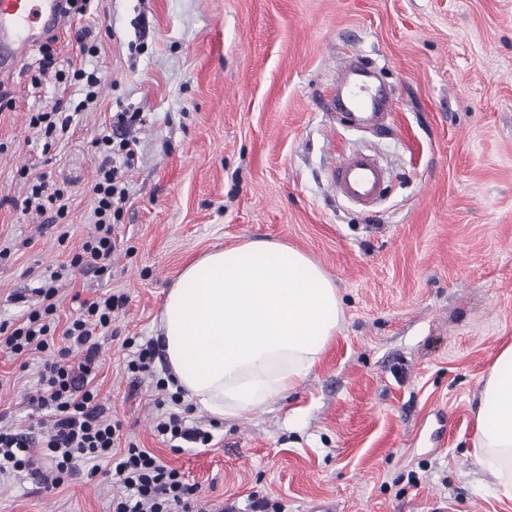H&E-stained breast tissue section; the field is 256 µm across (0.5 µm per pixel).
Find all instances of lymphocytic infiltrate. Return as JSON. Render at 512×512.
Returning <instances> with one entry per match:
<instances>
[{
	"label": "lymphocytic infiltrate",
	"mask_w": 512,
	"mask_h": 512,
	"mask_svg": "<svg viewBox=\"0 0 512 512\" xmlns=\"http://www.w3.org/2000/svg\"><path fill=\"white\" fill-rule=\"evenodd\" d=\"M39 73L56 70L62 83L76 85L85 102L97 96L100 78L97 72L79 68H58L50 44L39 50ZM131 115L115 113L112 128L93 139L92 146L100 157L97 177L91 186V218L96 233L86 240L72 257L71 263L106 275L112 271V253L116 248L113 222L118 219L129 197L125 175L138 160L137 142L126 133ZM25 209L44 216L47 223L58 224L68 214V190L33 178ZM61 271L44 275L37 287L38 302L29 309L22 324L10 329L0 325V349L14 355L34 354L48 349L51 323L59 306L58 282ZM119 305L115 296L80 302L62 334L64 348L58 359L45 362L39 372L36 407L50 425L44 451L57 475H76L81 465H89L90 475L108 467L116 494L112 512H202L199 488L186 482L177 469L160 463L149 451L129 445L115 452L119 424L106 418L95 385L98 335L110 329L112 312ZM83 356L69 362L71 348ZM34 451V440L26 432L0 430V476L22 472Z\"/></svg>",
	"instance_id": "obj_1"
}]
</instances>
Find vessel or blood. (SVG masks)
Returning <instances> with one entry per match:
<instances>
[{"label":"vessel or blood","instance_id":"1","mask_svg":"<svg viewBox=\"0 0 512 512\" xmlns=\"http://www.w3.org/2000/svg\"><path fill=\"white\" fill-rule=\"evenodd\" d=\"M68 22L64 0H0V58L29 59L46 38L60 34ZM357 78L347 84L338 108L363 124H374L384 104L368 83L369 70L356 67ZM389 177L370 154L341 156L333 167L332 181L338 196L351 203H372Z\"/></svg>","mask_w":512,"mask_h":512}]
</instances>
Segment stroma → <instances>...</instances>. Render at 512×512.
Returning a JSON list of instances; mask_svg holds the SVG:
<instances>
[{"instance_id":"1","label":"stroma","mask_w":512,"mask_h":512,"mask_svg":"<svg viewBox=\"0 0 512 512\" xmlns=\"http://www.w3.org/2000/svg\"><path fill=\"white\" fill-rule=\"evenodd\" d=\"M93 21L96 56L70 26L55 43L60 64L101 77L72 137L48 146L29 124L70 97L53 74L33 83L32 59L0 74V323L18 326L48 269L64 271L56 331L76 299L122 297L97 338L100 401L122 443L199 486L205 512H512L475 461L484 377L512 345V0H98ZM359 55L388 112L377 129L336 113ZM115 112L136 113L140 160L101 277L70 261L94 232L91 141ZM354 151L390 173L368 208L332 186ZM38 175L68 183L65 223L22 210ZM244 238L309 254L343 320L289 396L218 422L176 395L163 355L127 364L184 266ZM56 356L0 352V425L29 427ZM166 411L212 442L170 447L155 431ZM51 471L35 448L0 480V512H112L110 477L43 489Z\"/></svg>"}]
</instances>
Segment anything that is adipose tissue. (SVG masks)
Here are the masks:
<instances>
[{
	"label": "adipose tissue",
	"instance_id": "1",
	"mask_svg": "<svg viewBox=\"0 0 512 512\" xmlns=\"http://www.w3.org/2000/svg\"><path fill=\"white\" fill-rule=\"evenodd\" d=\"M332 280L305 252L248 240L184 267L156 325L170 377L196 410L244 418L294 391L335 338ZM477 460L512 499V345L483 382Z\"/></svg>",
	"mask_w": 512,
	"mask_h": 512
}]
</instances>
